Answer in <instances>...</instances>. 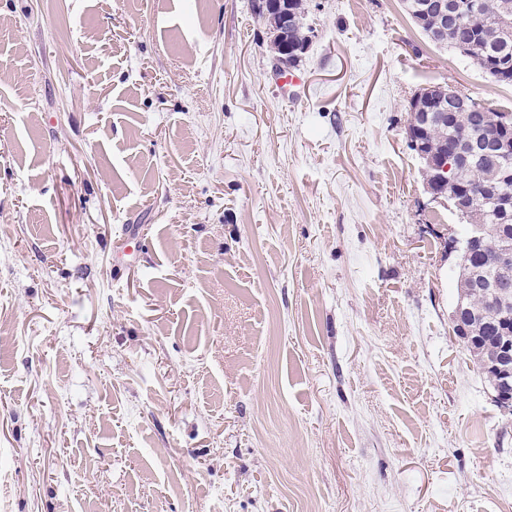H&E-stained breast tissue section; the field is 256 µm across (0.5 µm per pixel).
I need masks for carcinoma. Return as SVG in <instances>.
<instances>
[{"mask_svg":"<svg viewBox=\"0 0 512 512\" xmlns=\"http://www.w3.org/2000/svg\"><path fill=\"white\" fill-rule=\"evenodd\" d=\"M458 21L448 25L442 34V41L448 46L465 53V57L476 64L492 81L512 86V74L498 76L489 63L492 56L512 55V0H456ZM505 116L474 99L462 112L446 117L435 111L430 113L428 122L410 124V130L418 131L429 155L438 156L450 150L455 128L468 125L480 132L492 122ZM501 157L494 154L482 156L472 167H459L445 183L438 184L442 196L454 203L459 192L475 198L470 210L463 214L466 226L476 227L489 238L497 236L501 226L500 217L492 199L497 191L512 193V180L498 181L496 173L502 166ZM492 282L512 293V273L499 270L490 254L476 253L462 256V274L458 275L456 288L458 297L465 300L469 308L467 323L471 343L468 350L477 358L484 373H491L484 364V347L488 340L512 338V330L505 325L504 313L488 303L487 289L477 288L474 283Z\"/></svg>","mask_w":512,"mask_h":512,"instance_id":"1","label":"carcinoma"}]
</instances>
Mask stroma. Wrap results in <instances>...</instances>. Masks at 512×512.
Here are the masks:
<instances>
[{
	"label": "stroma",
	"instance_id": "stroma-1",
	"mask_svg": "<svg viewBox=\"0 0 512 512\" xmlns=\"http://www.w3.org/2000/svg\"><path fill=\"white\" fill-rule=\"evenodd\" d=\"M306 8L288 98L253 0H0V512H512L406 137L512 87L403 0Z\"/></svg>",
	"mask_w": 512,
	"mask_h": 512
}]
</instances>
